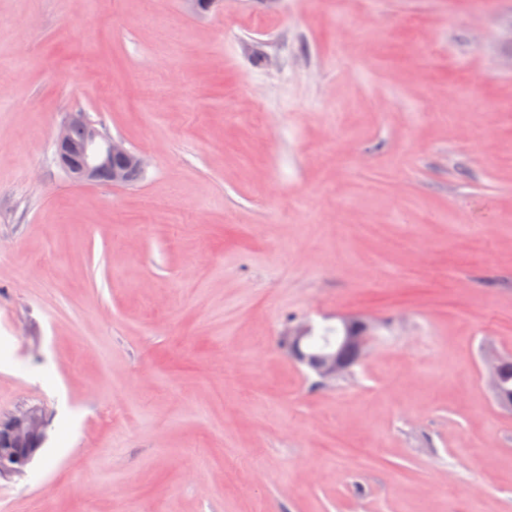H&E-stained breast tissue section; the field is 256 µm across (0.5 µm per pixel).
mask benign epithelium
I'll return each instance as SVG.
<instances>
[{"mask_svg": "<svg viewBox=\"0 0 512 512\" xmlns=\"http://www.w3.org/2000/svg\"><path fill=\"white\" fill-rule=\"evenodd\" d=\"M80 126L82 140L73 139V127ZM59 166L77 182L99 181L107 174L114 185H127L145 167V159L126 147L120 139L105 135L83 112L69 113L53 142ZM312 324L296 325L289 336L292 354L314 371L322 380L332 381L344 373L362 353L367 340V328L361 323H347L343 335L315 351L303 350ZM47 417L42 408L29 406L6 419L0 418V473L22 474L33 462L46 440Z\"/></svg>", "mask_w": 512, "mask_h": 512, "instance_id": "7a95c632", "label": "benign epithelium"}]
</instances>
